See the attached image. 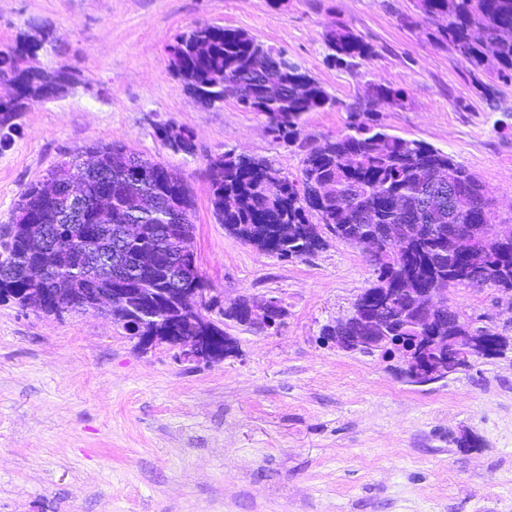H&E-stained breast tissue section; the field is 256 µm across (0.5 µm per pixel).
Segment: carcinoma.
<instances>
[{"mask_svg": "<svg viewBox=\"0 0 512 512\" xmlns=\"http://www.w3.org/2000/svg\"><path fill=\"white\" fill-rule=\"evenodd\" d=\"M427 19L445 17L448 23L437 29V40L459 54L475 72L493 71L497 77L512 79V0H417ZM28 32L18 46L0 51V80L13 86V94L0 99V144L11 140L17 120L33 100L63 98L81 82L80 72L66 62L53 67V81L46 72L28 66V59L58 41L48 24L38 19L27 23ZM331 57L346 66L354 59H367L373 48L344 24L326 34ZM170 72L185 86L192 87L209 104L228 97L249 99L244 110L265 116L275 139L292 144L305 113L333 103L328 93L285 54L265 46L245 31L226 30L211 24L196 25L176 34L166 48ZM278 68L280 82L275 95L262 84L261 69ZM345 130L326 136L305 149L301 176L290 179L265 157L224 153V166L206 165L209 198L217 223L243 243L264 247L281 258H301L325 245L323 234L359 247L365 238L379 240L383 256L374 266L376 280L361 297L373 307L379 288H397L414 282L422 288L469 286L480 280L504 293H512V240L491 247L479 264L480 273L471 276L460 254L457 231L473 219L485 233L497 235L498 220L493 210H471L477 198L487 197L478 177L459 165L453 157L417 140L387 133L373 112L371 103L356 101L347 106ZM180 137L177 153L196 154L192 131L176 126L169 133ZM102 156L105 174L84 167L82 155L48 170L46 177L79 182L85 195L101 193L112 197V214L100 217L88 211L83 224H60L45 218L49 203L43 196L44 181L31 182L19 193L9 223L0 224V289L10 288L27 301L29 308L43 313L55 298L39 302L25 295L28 284L17 270L36 260L27 240L35 235L53 234L56 250L47 255L50 282L86 280L89 269L76 261L83 249L117 248L131 258L140 251L156 253V263L139 269L117 283L121 288H171L166 304L151 309L153 315L177 320L178 310L187 306L206 287L199 266L184 261L181 277L172 279L170 257L185 252L193 236L195 198L184 183L169 181L166 167L144 161L136 174L132 153L119 144L94 146ZM442 169L456 174V193L434 207L422 205L425 192L435 188L432 175ZM366 211L373 218L360 220ZM116 224H144L139 240L122 243L112 239ZM407 226L397 242L381 240L386 225ZM405 297L394 292L382 319L396 336H415L404 327ZM227 320L249 327L247 299L237 298L224 308ZM438 329L450 336L470 335V325L444 309L426 329ZM353 329L350 319L340 318L322 329L325 336H347ZM494 346L489 357L512 350V336L490 330Z\"/></svg>", "mask_w": 512, "mask_h": 512, "instance_id": "carcinoma-1", "label": "carcinoma"}]
</instances>
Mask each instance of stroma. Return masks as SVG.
<instances>
[{
  "mask_svg": "<svg viewBox=\"0 0 512 512\" xmlns=\"http://www.w3.org/2000/svg\"><path fill=\"white\" fill-rule=\"evenodd\" d=\"M46 20L81 71L74 92L33 103L0 147V224L25 184L73 153L118 143L164 164L196 198L192 246L212 294L281 298L275 330L228 321L236 350L180 364L144 351L104 315L56 319L0 304V512H512V353L447 379L408 383L395 363L336 348L323 326L375 281L366 253L336 239L283 260L214 220L204 169L232 151L297 178L304 147L343 131L374 87L384 130L448 152L512 226V82L472 76L416 0H0V50ZM347 25L374 48L349 69L325 34ZM197 24L243 30L284 51L333 98L304 115L296 143L235 99L199 108L166 45ZM189 127L197 152L165 148L157 126ZM448 306L512 336V302L457 287Z\"/></svg>",
  "mask_w": 512,
  "mask_h": 512,
  "instance_id": "1",
  "label": "stroma"
}]
</instances>
